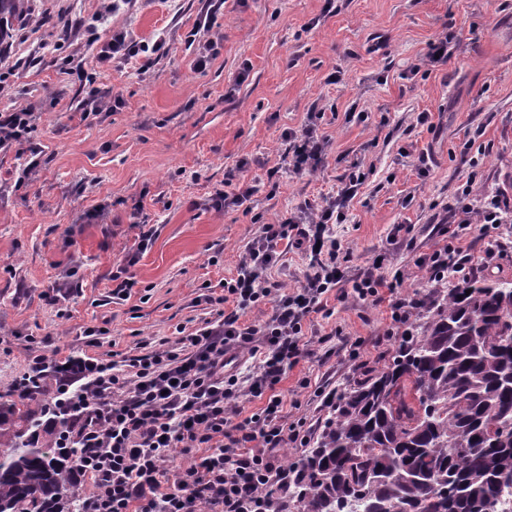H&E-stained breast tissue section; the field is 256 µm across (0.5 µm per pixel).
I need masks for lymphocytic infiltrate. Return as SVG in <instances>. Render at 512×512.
<instances>
[{
  "mask_svg": "<svg viewBox=\"0 0 512 512\" xmlns=\"http://www.w3.org/2000/svg\"><path fill=\"white\" fill-rule=\"evenodd\" d=\"M169 50L166 34L141 43L117 32L103 57L122 63L134 59L145 71ZM36 118L28 109L1 112L0 152L23 153L37 128ZM324 118V112L311 113L300 130L289 133L294 173L316 171L326 155L329 142L319 132ZM365 180L360 167H351L336 193L260 225L236 276L213 299L217 305L233 303V313L121 364L79 350L28 360L9 393L20 394L22 385L32 382H51L54 405L69 420L55 445L73 450V479L92 488L85 512H274L264 489L288 484L280 451L306 447L309 441L305 418L286 416L278 385L306 352L307 319L327 313L329 294L346 278L332 229L343 223ZM470 192L469 185H461L455 203L443 207L437 222L459 225L464 238L512 223L511 198L497 193L474 204ZM292 247L304 249L310 262L300 285L287 290L273 281L271 271ZM493 256L490 249L475 256L461 241H451L418 257L417 264L429 279L440 281L450 270L470 274ZM353 288L360 299L388 302L392 330L403 331L414 306L396 295V283L370 269ZM267 303L272 310L265 321L240 322L241 311ZM248 358L259 365L244 375L239 362ZM245 396L262 397L266 403L246 416L239 405ZM177 448H196L200 454L170 475L165 464Z\"/></svg>",
  "mask_w": 512,
  "mask_h": 512,
  "instance_id": "1",
  "label": "lymphocytic infiltrate"
}]
</instances>
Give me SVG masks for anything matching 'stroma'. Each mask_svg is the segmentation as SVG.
Listing matches in <instances>:
<instances>
[{"instance_id":"stroma-1","label":"stroma","mask_w":512,"mask_h":512,"mask_svg":"<svg viewBox=\"0 0 512 512\" xmlns=\"http://www.w3.org/2000/svg\"><path fill=\"white\" fill-rule=\"evenodd\" d=\"M204 8L205 0H132L108 14L103 0H28L24 21L0 42L11 71L0 113L39 112L41 160L18 189L26 160L0 153V393L29 356L86 348V329L106 328L100 353L131 357L142 341H172L178 328L215 318L205 298L236 274L258 220L320 201L360 162L367 182L336 227L346 297L329 299L331 316L307 321L308 352L278 385L286 414L320 424L327 413L313 393L356 376L352 344L362 341L371 368L397 345L385 336L386 305L360 300L353 280L376 265L402 274L399 295L425 293L432 283L414 260L451 239L455 225L436 215L458 185L472 181L476 201L500 190L512 197V0H228L215 30L221 54L198 72L186 38ZM100 15L101 42L118 30L137 41L163 32L170 53L145 72L100 61L99 44L83 36ZM444 30L456 43L447 64L415 71ZM77 66L95 73L105 95L103 111L87 118ZM335 69L341 81L327 83ZM330 105L323 167L294 174L286 131ZM352 107L367 121L349 119ZM422 112L430 125L418 123ZM478 128L487 151L475 167L464 145ZM231 173L254 186L251 213L216 204ZM137 211L153 239L132 268L136 288L119 300L110 273L137 240ZM399 224L408 235L395 236ZM71 270L80 291L63 307L47 304Z\"/></svg>"}]
</instances>
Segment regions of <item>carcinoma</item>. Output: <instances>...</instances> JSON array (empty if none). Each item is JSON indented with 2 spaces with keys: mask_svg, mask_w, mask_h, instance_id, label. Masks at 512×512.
Masks as SVG:
<instances>
[{
  "mask_svg": "<svg viewBox=\"0 0 512 512\" xmlns=\"http://www.w3.org/2000/svg\"><path fill=\"white\" fill-rule=\"evenodd\" d=\"M27 0H0V41ZM31 400L0 398V512H83L65 428ZM278 512H497L512 487V278L438 286L420 298L391 361L348 382L336 411L288 461Z\"/></svg>",
  "mask_w": 512,
  "mask_h": 512,
  "instance_id": "obj_1",
  "label": "carcinoma"
}]
</instances>
